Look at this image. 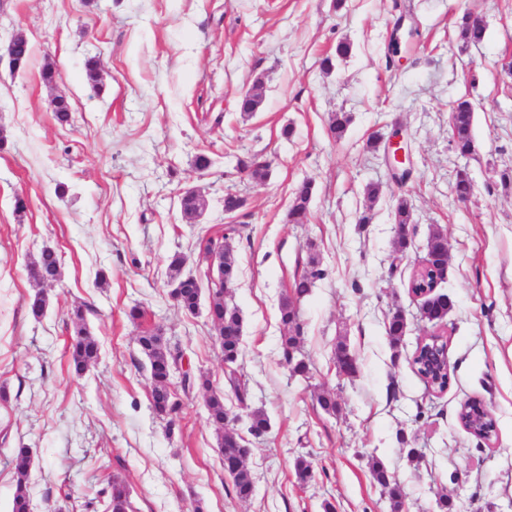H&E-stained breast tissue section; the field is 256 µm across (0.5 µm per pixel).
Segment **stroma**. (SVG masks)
Returning <instances> with one entry per match:
<instances>
[{
    "label": "stroma",
    "instance_id": "obj_1",
    "mask_svg": "<svg viewBox=\"0 0 512 512\" xmlns=\"http://www.w3.org/2000/svg\"><path fill=\"white\" fill-rule=\"evenodd\" d=\"M419 32L401 67H388L398 13ZM470 13L483 41L462 45L456 21ZM32 45L28 68L0 60V512H11L13 449L29 448L31 512H105L110 477L127 484L135 512H391L368 462L396 477L405 512H512V0H0V45L15 32ZM349 58L320 67L339 42ZM104 61L99 85L85 64ZM53 66L56 84L41 71ZM265 84L260 109L243 115L238 100L255 79ZM71 107L68 123L53 112L56 96ZM475 110L474 150L464 158L448 135L458 99ZM352 121L341 140L329 135L335 112ZM401 125L413 174L393 182L373 134ZM292 128L283 137V128ZM209 168L196 166L199 155ZM258 155L264 181L237 168ZM466 171L475 190L458 202L452 184ZM315 183L311 220L292 224L295 185ZM382 185L376 201L365 186ZM200 189L208 205L186 223L179 196ZM247 199L236 218L224 213L226 188ZM409 198V246L396 256L391 212ZM24 210H16V199ZM372 223H358L364 209ZM242 224L235 243L238 276L224 293L243 319L237 369L249 409L263 410L267 436L251 439L250 500H239L224 472L203 393L184 402L167 427L149 403L147 359L136 338L159 326L191 369L223 391L218 330L207 307L178 310L169 262L184 267L202 291L212 284L194 244L198 236ZM441 230L449 249L454 301L443 323L449 384L428 389L409 359L431 332L409 283ZM314 243L325 271L301 303L305 377L281 363L287 334L279 308ZM56 250L61 275L37 285L28 266ZM44 289L48 306L31 315L27 300ZM145 313L129 320L132 305ZM85 306L101 347L82 378L71 365V316ZM402 310L408 328L391 346L385 322ZM345 342L359 363L338 378L333 353ZM335 395L336 412L317 404ZM481 401L497 436L468 434L461 403ZM417 449L418 459L408 456ZM313 470L299 483L297 458Z\"/></svg>",
    "mask_w": 512,
    "mask_h": 512
}]
</instances>
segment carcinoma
Returning a JSON list of instances; mask_svg holds the SVG:
<instances>
[{
    "label": "carcinoma",
    "mask_w": 512,
    "mask_h": 512,
    "mask_svg": "<svg viewBox=\"0 0 512 512\" xmlns=\"http://www.w3.org/2000/svg\"><path fill=\"white\" fill-rule=\"evenodd\" d=\"M457 38L465 45L478 44L483 41L485 29L483 25L470 14H463L456 22ZM32 53L29 44L22 40L17 41L15 55L16 65L14 71L26 69ZM264 97L263 83L254 82L251 90L244 94L239 101V111L248 114L255 112L261 106ZM351 123L348 112H335L329 123V130L333 138L344 136ZM474 107L467 99L458 100L451 109L449 131L455 152L465 157L474 148L473 139ZM239 166L247 170V175L253 180L262 181L268 175L269 164L254 156L247 160H239ZM314 192V184L304 180L296 187L291 204L288 209V223L306 224L310 216V207ZM246 199L237 192L229 191L224 194V212L239 213L245 206ZM207 202L204 196H185L181 199V213L187 218L204 209ZM392 221L397 224V237L394 242L395 252L404 253L408 246V228L412 223L411 204L402 196L394 204ZM240 235V229L235 224L224 226L222 233L212 235L206 233L196 242L198 259L209 261L210 255L217 251L222 258L221 278L211 289V299L208 312L212 322L218 329V341L223 354L227 382L236 393L238 400H244V393L237 377V363L241 357V341L243 321L239 311L224 301V290L237 279L238 266L235 257L234 240ZM426 258L433 264L448 262V240L444 234L437 230L431 234L427 242ZM187 256L176 253L169 263L171 285L179 289V299L176 304L184 313L195 315L200 308V286L193 277L183 275V267ZM61 263L57 252L52 248H44L29 265V276L38 283H47L58 280ZM325 272L320 268L315 245L307 246V258L300 275L296 276L291 284L290 295L280 306L281 323L288 327V334L281 337L283 363L290 376L305 377L309 373V364L301 353L303 340L302 325L300 323L299 303L306 298L314 284L323 279ZM422 317L432 326L442 323L448 316V295L434 292L430 300L421 306ZM73 337L71 342V361L76 377H81L85 371L96 363L99 357V343L92 336L86 323L85 313L78 306L72 317ZM407 330V319L400 310L390 313L387 321L386 333L392 346H397ZM137 345L140 352L147 358L149 377L151 380L150 404L153 412L160 418L174 425L182 414L183 404L177 393L171 389V378L180 372L183 352L179 346H170L164 342L160 330L143 331L137 336ZM433 342L428 341L416 346L409 364L414 372L425 380L433 389L443 391L449 381L448 369L431 368L427 363V352ZM335 366L344 370L351 377L359 370L357 359L351 354L347 344L340 341L334 350ZM180 386L184 394L195 391L205 392V404L208 419L220 430L218 434V449L224 462V471L232 479L233 490L241 500L249 499L254 490L253 479L246 468L245 460L250 449L244 446L243 438L227 432L232 422L224 408V392L214 391L210 380L200 375H190L180 379ZM480 403L467 400L460 406L459 421L471 428L476 437L491 440L496 436V421L493 418L481 420ZM247 430L255 438L264 436L270 427L267 414L262 410H252L247 414ZM16 461V487L12 501V512H30V497L27 483L31 465L30 449L22 447L13 449ZM369 472L374 480L387 493L391 512H404V499L402 490L394 476L380 463L373 459L369 462ZM109 501L108 512H131L130 491L126 484L118 478L108 481Z\"/></svg>",
    "instance_id": "obj_1"
}]
</instances>
